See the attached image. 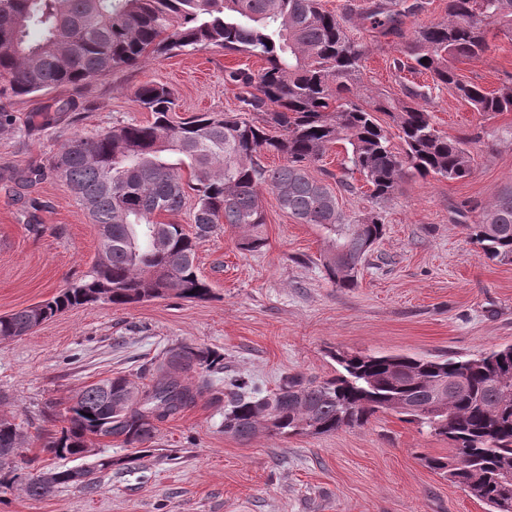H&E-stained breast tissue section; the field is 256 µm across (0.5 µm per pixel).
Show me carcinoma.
<instances>
[{"label": "carcinoma", "instance_id": "obj_1", "mask_svg": "<svg viewBox=\"0 0 512 512\" xmlns=\"http://www.w3.org/2000/svg\"><path fill=\"white\" fill-rule=\"evenodd\" d=\"M423 9L424 0H366L357 17L398 38L395 73L418 68L484 116L512 112V80L488 91L452 66L486 51L488 26L512 35V0H448V20L404 34V17ZM210 47L265 63L256 74L228 73L239 88L238 111L177 120L171 89L147 82L136 102L151 122L75 134L53 156L51 170H64V182L100 230L97 256L56 297L1 315L0 339L26 336L89 304L208 299L200 246L223 224L241 232V250H261L265 192L298 223L322 228L326 279L340 289L356 287L367 241L383 237L384 219L377 211L345 214L330 185L309 174L334 144L344 145L349 170L363 176L377 205L393 200L410 170L451 181L472 174L474 138H450L437 128L421 104L430 95L424 86L404 84L398 98L360 102L368 46L319 0H0V99L78 87L151 55ZM379 113L398 128L401 150L390 146ZM268 155L283 163L266 166ZM188 201L189 226L168 220ZM465 229L483 257L512 264V183ZM336 361L341 371L332 378L292 375L265 395L240 377H225L224 433L240 440L260 431L330 435L395 413L448 441V456L420 457L425 467L490 512H512L511 345L443 361L400 354H340ZM222 370L216 351L178 343L148 385L117 375L78 392L59 413L63 426L43 437V451L75 462L93 440L120 442L125 455L90 464L82 491L93 494L99 474L154 456L159 424L194 406ZM109 382L110 406L100 389ZM22 440L21 425L1 416L0 487L18 483L41 499L70 485L67 468L21 478L15 459Z\"/></svg>", "mask_w": 512, "mask_h": 512}]
</instances>
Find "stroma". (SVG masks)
<instances>
[{
    "label": "stroma",
    "mask_w": 512,
    "mask_h": 512,
    "mask_svg": "<svg viewBox=\"0 0 512 512\" xmlns=\"http://www.w3.org/2000/svg\"><path fill=\"white\" fill-rule=\"evenodd\" d=\"M356 35L369 47L368 94L397 97L401 83L430 84L427 74L396 80L392 38ZM263 66L213 48L150 57L78 88L0 100L11 119L0 130V314L53 297L97 254L88 212L50 170L61 144L76 133L150 121L134 98L147 81L172 89L180 115L236 111L228 72ZM455 66L465 79L498 88L512 78V37L491 31L484 54ZM67 100L76 111H56ZM429 108L441 132L475 135L473 172L461 181L407 174L356 288L325 279L323 231L297 223L266 193L261 251L240 250L239 232L227 227L200 248L210 299L81 306L27 336L0 340V415L22 424L28 471L50 463L41 451L49 406L64 407L118 373L143 383V365L180 342L223 354L227 371L264 390L296 373L335 375L337 352L446 358L512 344V264L479 257L456 215L460 204H488L512 182V112L483 119L445 88L433 90ZM223 420V395H204L159 426L158 447L177 449V459L110 470L93 495L70 486L35 500L0 488V512H488L421 463L424 455H447V442L397 415L328 436L261 433L247 442L225 434Z\"/></svg>",
    "instance_id": "obj_1"
}]
</instances>
